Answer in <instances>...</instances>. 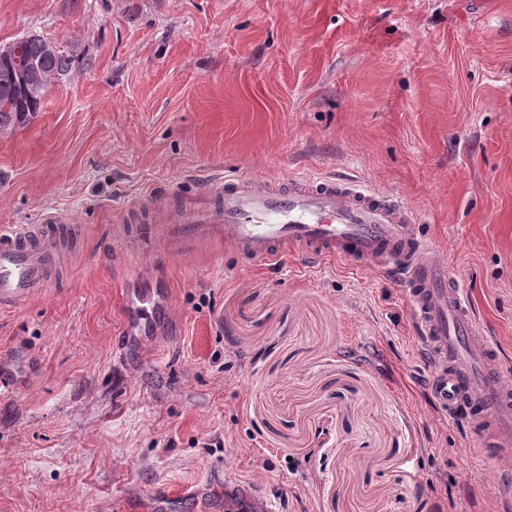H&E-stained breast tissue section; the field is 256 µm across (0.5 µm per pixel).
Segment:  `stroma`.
Here are the masks:
<instances>
[{
  "instance_id": "stroma-1",
  "label": "stroma",
  "mask_w": 512,
  "mask_h": 512,
  "mask_svg": "<svg viewBox=\"0 0 512 512\" xmlns=\"http://www.w3.org/2000/svg\"><path fill=\"white\" fill-rule=\"evenodd\" d=\"M83 58L0 133V224L53 213L56 282L0 312V512H512L499 462L434 411L403 286L209 239L126 244L124 211L216 174L342 176L416 214L512 370V0H0V46ZM164 265L177 321L115 356ZM125 279H118L116 267Z\"/></svg>"
}]
</instances>
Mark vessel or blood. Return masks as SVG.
<instances>
[{"label":"vessel or blood","mask_w":512,"mask_h":512,"mask_svg":"<svg viewBox=\"0 0 512 512\" xmlns=\"http://www.w3.org/2000/svg\"><path fill=\"white\" fill-rule=\"evenodd\" d=\"M134 247L164 233L182 242L201 237L229 247L244 263L293 254L310 263L336 258L370 266L404 286L429 368V397L440 412L466 423L482 454L512 461V377L479 323L463 288L422 238L413 210L350 179L308 175L270 178L229 173L209 180L174 210L132 212ZM71 239L56 215L40 224L0 225V310L39 295L56 278V260ZM127 314L116 350L139 361L148 326L170 313L167 290L124 295Z\"/></svg>","instance_id":"obj_1"}]
</instances>
